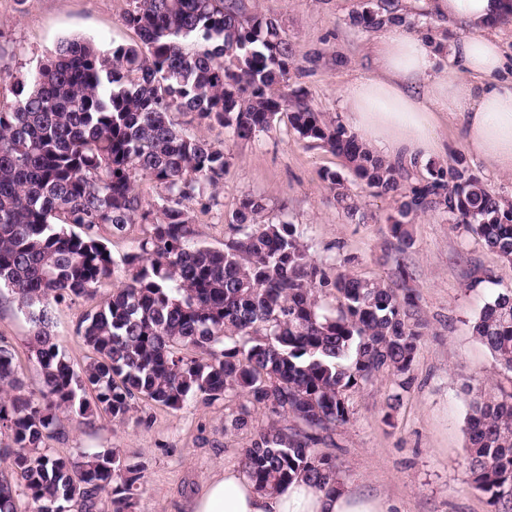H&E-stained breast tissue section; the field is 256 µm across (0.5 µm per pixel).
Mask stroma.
Wrapping results in <instances>:
<instances>
[{
  "instance_id": "1",
  "label": "stroma",
  "mask_w": 512,
  "mask_h": 512,
  "mask_svg": "<svg viewBox=\"0 0 512 512\" xmlns=\"http://www.w3.org/2000/svg\"><path fill=\"white\" fill-rule=\"evenodd\" d=\"M377 0H240L245 12L272 17L292 48L288 85L327 119L344 121L341 93L373 70L372 42L377 30L357 25L358 13ZM404 25L419 29L443 46L457 31L432 13L427 0H396ZM131 0H0V100L10 95V78L34 69L54 53L61 40L80 38L108 49L131 44L135 32L124 22ZM182 132L224 149L227 169L209 208L191 205L197 238L224 244L227 222L242 199H262L270 220L295 224L311 256L328 272L391 282L397 253L389 233L398 202L376 196L357 183L349 188L355 216L337 205L321 174L345 172L342 158L304 141L280 114L272 129L251 140L237 139L220 126L198 125L192 114L177 112ZM463 163L490 189L512 200V176L487 169L455 151L432 158L431 165ZM414 244L405 255L408 283L419 295V313L428 323L416 353L408 389L386 375L348 391L350 421L320 445L339 469L343 486L379 495L392 512H491L486 497L474 490L464 461L470 404L477 390L512 388L504 372L472 334V322L497 293L512 288V264L484 243L455 228L447 212L431 210L410 221ZM120 284L102 280L94 301L66 302L53 308V331L74 369L91 355L75 332L81 316L103 304ZM32 326L9 295H0V336L15 354L29 389L39 377L27 342ZM400 395L395 410L386 404ZM237 394L205 406L189 400L172 410L137 401L122 421L101 417L88 424L77 416L63 421L51 453L78 457L85 451L114 450L123 464L143 468V485L132 512H185L201 485L225 464H240L266 419L252 413L247 427L228 432L229 415L246 404Z\"/></svg>"
}]
</instances>
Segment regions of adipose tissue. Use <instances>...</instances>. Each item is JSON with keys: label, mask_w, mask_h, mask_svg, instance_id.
Here are the masks:
<instances>
[{"label": "adipose tissue", "mask_w": 512, "mask_h": 512, "mask_svg": "<svg viewBox=\"0 0 512 512\" xmlns=\"http://www.w3.org/2000/svg\"><path fill=\"white\" fill-rule=\"evenodd\" d=\"M459 37L441 56L433 39L406 27H385L373 43L376 77L342 93L355 134L386 159L414 166L452 148L512 175V77L500 79L505 50L496 24L505 0H432ZM459 121L457 145L438 135ZM386 501L351 488L332 492L296 480L272 493L256 489L240 469L224 466L203 485L188 512H387Z\"/></svg>", "instance_id": "1"}]
</instances>
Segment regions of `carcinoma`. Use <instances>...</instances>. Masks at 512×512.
<instances>
[{
    "label": "carcinoma",
    "mask_w": 512,
    "mask_h": 512,
    "mask_svg": "<svg viewBox=\"0 0 512 512\" xmlns=\"http://www.w3.org/2000/svg\"><path fill=\"white\" fill-rule=\"evenodd\" d=\"M125 23L139 41L102 50L65 39L35 69L14 78L0 102V287L32 323L28 340L40 388H27L0 337V512H93L100 494L112 512H130L144 478L112 451L71 459L49 452L61 416L92 423L127 417L146 399L177 410L195 398L211 405L236 392L249 405L229 418L239 430L250 408L268 424L241 464L263 491L296 479L321 490L340 486L336 464L316 446L350 421L345 394L386 373L411 384L425 324L416 317L409 273L396 261L390 284L343 272L330 277L295 225L266 220L261 200L233 212L221 249L195 240L189 210L224 179V149L177 129L175 112L219 125L240 140L270 130L282 112L303 140L341 156L359 184L399 197L389 232L396 250L413 246L409 218L442 208L467 233L512 264V203L458 169L430 167L404 186L401 168L375 155L341 124L323 119L288 89L285 31L235 0H132ZM390 0L358 17L395 25ZM161 193L145 201L137 177ZM349 216L357 212L344 178L321 174ZM143 224L138 250L115 260L103 240ZM73 225L80 233H73ZM126 281L77 324L92 352L76 371L53 337V307L91 299L97 284ZM341 299L322 311L317 290ZM475 338L512 373V289L472 324ZM465 451L471 486L491 512H512V390L482 393L470 405ZM292 418L291 428L280 419Z\"/></svg>",
    "instance_id": "1"
}]
</instances>
